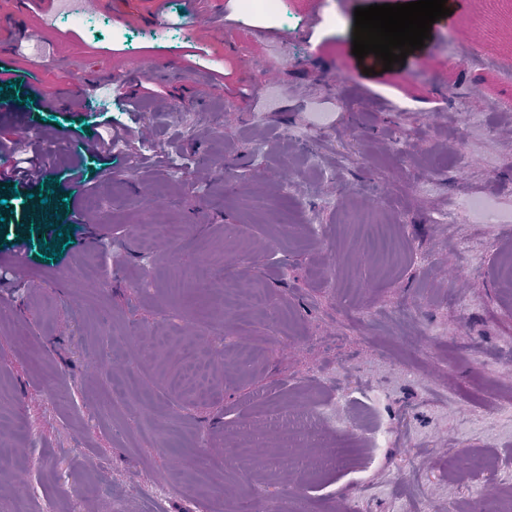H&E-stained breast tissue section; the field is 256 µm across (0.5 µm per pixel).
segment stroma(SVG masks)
<instances>
[{
    "label": "stroma",
    "mask_w": 512,
    "mask_h": 512,
    "mask_svg": "<svg viewBox=\"0 0 512 512\" xmlns=\"http://www.w3.org/2000/svg\"><path fill=\"white\" fill-rule=\"evenodd\" d=\"M221 2L266 41L191 33L195 0L79 24L31 0L44 53L0 54V512H507L512 112L493 73L450 71L483 18L387 71L352 53L355 9L385 0H343L334 29L312 0ZM147 45L181 78L135 71ZM101 67L156 101L100 95ZM20 157L39 182L7 179ZM364 216L389 220V255ZM271 406L313 439L284 447Z\"/></svg>",
    "instance_id": "1"
}]
</instances>
